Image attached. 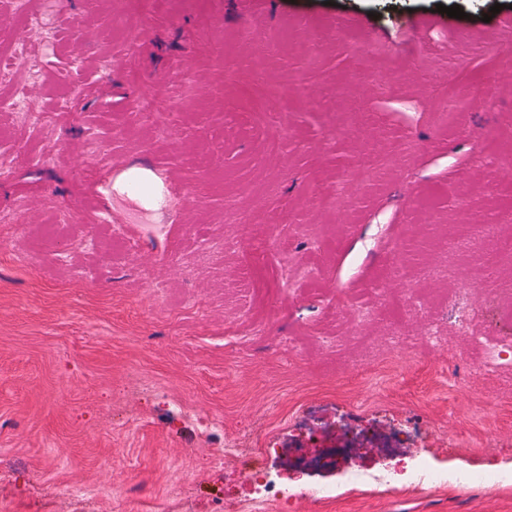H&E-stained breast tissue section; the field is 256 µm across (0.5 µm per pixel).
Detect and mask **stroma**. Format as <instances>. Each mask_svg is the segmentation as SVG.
<instances>
[{
  "instance_id": "1",
  "label": "stroma",
  "mask_w": 512,
  "mask_h": 512,
  "mask_svg": "<svg viewBox=\"0 0 512 512\" xmlns=\"http://www.w3.org/2000/svg\"><path fill=\"white\" fill-rule=\"evenodd\" d=\"M501 2L27 0L42 29L0 24V47L25 35L47 57L0 100L21 89L49 115H0V512H115L121 487L134 512H512V484L342 483L421 456L512 473V371L476 374L460 326L468 308L512 336V257L485 266L512 239ZM150 90L166 125L133 108ZM364 430L332 500L276 465L295 495L256 510L253 456L206 463L240 440L270 457Z\"/></svg>"
}]
</instances>
